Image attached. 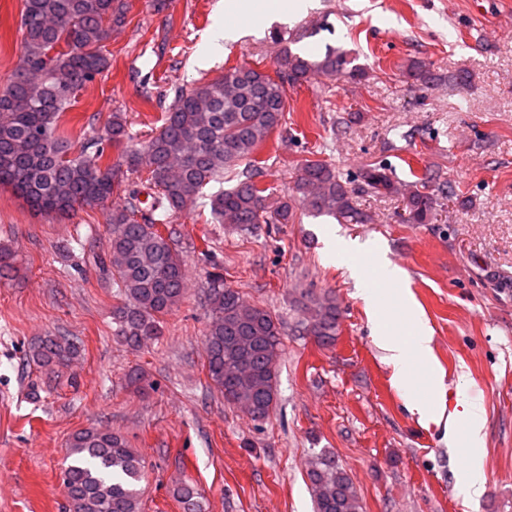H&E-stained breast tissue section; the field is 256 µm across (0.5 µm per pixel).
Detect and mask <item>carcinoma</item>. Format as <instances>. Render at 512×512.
<instances>
[{
    "mask_svg": "<svg viewBox=\"0 0 512 512\" xmlns=\"http://www.w3.org/2000/svg\"><path fill=\"white\" fill-rule=\"evenodd\" d=\"M124 0H23L19 25L21 61L9 85L0 92V187L10 188L35 210L66 214L93 200L105 204L124 172L146 171L148 211L140 208V191L112 207V231L102 268L112 272L118 303L112 309V331L130 348L163 335V318L182 300L185 261L172 247L171 219L190 211L204 189L228 174L235 184L210 195V223L232 230L258 224H292L296 209L350 224H367L370 216L357 206L356 195L403 194L406 224L429 223L436 194L435 176L426 172L401 189L384 165L363 169L360 185L320 160L307 159L286 200L262 186L266 161L258 151L282 125L287 87L314 73L364 76L355 59L333 48L309 60L289 51L277 61L275 74L233 66L223 75L184 92L175 91L158 131L146 144L127 149L126 115L114 112L102 130H93L85 149L75 154L64 127L65 113L88 82L109 70L112 53L104 49L105 22L126 23ZM120 150L112 162L108 149ZM244 164V169L235 166ZM16 270L14 252L0 245V277ZM204 342L207 377L224 402L252 420H266L277 398L278 361L284 351L282 322L264 307L248 303L224 283V268L207 272ZM343 310L335 295L312 288L300 291L290 331L332 346L341 333ZM80 355L78 342L48 333L31 348L32 360L52 377ZM70 463L63 472L68 512H140L138 484L144 476L142 456L125 437L109 427L81 429L66 442ZM307 478L315 512H363L350 476L333 452L312 450ZM185 512H202L191 483L175 493Z\"/></svg>",
    "mask_w": 512,
    "mask_h": 512,
    "instance_id": "cac0c4a2",
    "label": "carcinoma"
}]
</instances>
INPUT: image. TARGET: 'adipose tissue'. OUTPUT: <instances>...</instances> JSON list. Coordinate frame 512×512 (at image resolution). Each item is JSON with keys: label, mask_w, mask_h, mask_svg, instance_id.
<instances>
[{"label": "adipose tissue", "mask_w": 512, "mask_h": 512, "mask_svg": "<svg viewBox=\"0 0 512 512\" xmlns=\"http://www.w3.org/2000/svg\"><path fill=\"white\" fill-rule=\"evenodd\" d=\"M412 336L410 341H402L393 336L388 330L385 318L378 317L372 322V334L376 345L383 351L385 362L393 369V379L396 384L405 387L407 394L405 404L410 411L423 416L433 415L434 403L409 393L411 382L410 362L418 360L426 366H433L434 355L432 334L426 321L420 314L412 316ZM463 421L467 428L466 446L469 453V464L458 479V488L464 496L477 493L486 483V475L482 468L481 459L485 448V414L480 404H464L462 412L449 415V423Z\"/></svg>", "instance_id": "ef3b65f1"}]
</instances>
